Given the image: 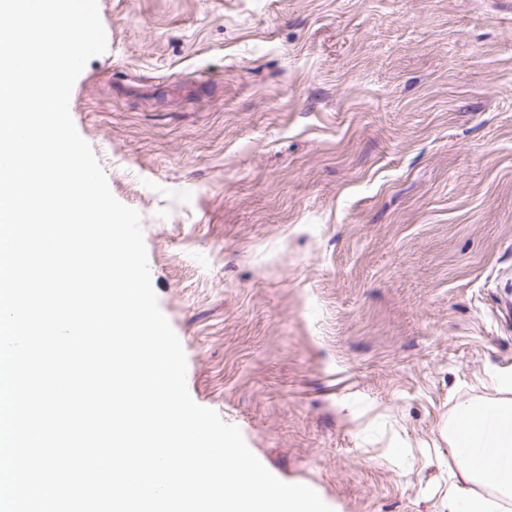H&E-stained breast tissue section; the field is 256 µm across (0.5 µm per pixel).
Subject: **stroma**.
Here are the masks:
<instances>
[{
	"label": "stroma",
	"mask_w": 512,
	"mask_h": 512,
	"mask_svg": "<svg viewBox=\"0 0 512 512\" xmlns=\"http://www.w3.org/2000/svg\"><path fill=\"white\" fill-rule=\"evenodd\" d=\"M73 122L192 399L333 512H448L512 374V0H98Z\"/></svg>",
	"instance_id": "stroma-1"
}]
</instances>
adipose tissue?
<instances>
[{"label":"adipose tissue","instance_id":"adipose-tissue-1","mask_svg":"<svg viewBox=\"0 0 512 512\" xmlns=\"http://www.w3.org/2000/svg\"><path fill=\"white\" fill-rule=\"evenodd\" d=\"M499 397L487 403H459L448 430V444L463 479L448 491L449 512H498L500 499H512V375L493 381ZM490 484L491 499L473 492Z\"/></svg>","mask_w":512,"mask_h":512}]
</instances>
